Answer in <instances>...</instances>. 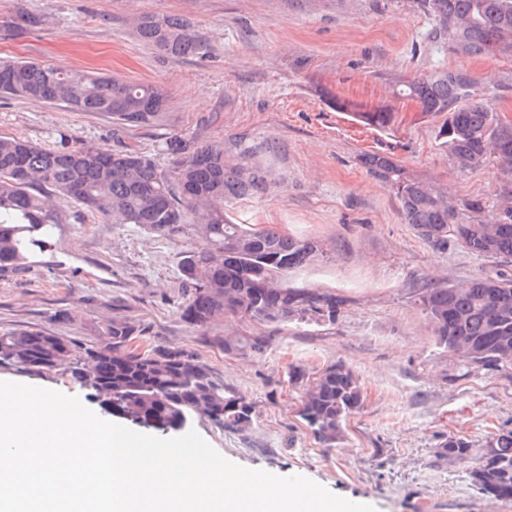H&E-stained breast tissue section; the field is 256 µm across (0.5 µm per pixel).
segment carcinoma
<instances>
[{"mask_svg":"<svg viewBox=\"0 0 512 512\" xmlns=\"http://www.w3.org/2000/svg\"><path fill=\"white\" fill-rule=\"evenodd\" d=\"M432 23L434 41L455 55H512V0H413ZM138 39L160 56L184 58L206 50L184 21L144 14L133 22ZM469 73L444 69L402 81L400 95L427 114H446L438 145L461 173L493 162L501 171L496 203L459 200L410 176L388 153L364 152L359 165L399 202V215L432 249L460 244L497 260L496 270L462 283L429 284L414 303L433 326L435 344L448 350L470 347L468 365L512 378V124L479 96ZM0 97L62 104L75 112L106 115L120 129L153 128L169 120L164 87L119 80L23 60L0 61ZM271 145L241 139L165 137L169 164L133 145L120 150L74 146L56 149L16 137H0V278L22 279L32 258L52 247L58 224H75L87 214L114 224H134L159 235L189 227L202 247L181 261L191 285L182 318L203 326L222 315L279 328L288 324L333 326L336 296L289 284L288 276L319 252L317 242L275 230L257 232L237 224L229 204L266 194L271 172L256 157ZM74 202L69 213L52 198ZM134 322L115 317L100 346L67 342L44 333L0 334V364L23 372H70L88 398L105 413L138 428L180 431L209 406L214 424L242 432L253 422V406L224 385L187 350L137 351L142 335ZM262 336L224 337V350L261 353ZM358 377L342 362L307 384L302 419L327 448L342 439L347 418L361 409ZM442 455L468 461L472 444L448 437ZM486 495L512 499V430L486 442L469 472Z\"/></svg>","mask_w":512,"mask_h":512,"instance_id":"carcinoma-1","label":"carcinoma"}]
</instances>
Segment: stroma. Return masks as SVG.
I'll use <instances>...</instances> for the list:
<instances>
[{
	"mask_svg": "<svg viewBox=\"0 0 512 512\" xmlns=\"http://www.w3.org/2000/svg\"><path fill=\"white\" fill-rule=\"evenodd\" d=\"M20 9L38 24L0 36L1 60L156 83L168 92L171 116L159 127L122 131L106 116L0 99V136L52 148L132 143L161 166L168 133L274 143L259 157L274 179L269 194L234 203L231 214L239 224L317 241L320 256L292 282L342 305L331 327L291 324L271 333L224 316L194 326L181 316L189 286L180 260L199 247L195 234L157 235L90 216L57 225L52 253L29 277L0 279V333L36 330L94 345L114 317H127L145 330L140 349L194 352L253 404L244 432L192 422L227 459L305 476L375 512H512V500L471 484L468 464L439 454L451 436L478 449L512 430V378L467 371L461 357L436 346L414 303L425 284L486 275L495 261L458 245L429 248L402 223L397 199L357 162L363 152H389L451 198H494L497 166L454 169L435 139L442 116L423 114L396 90L402 80L461 69L512 123V57L448 54L427 40L430 22L412 0H0V23ZM142 14L187 20L205 38V54L155 55L131 28ZM338 99L386 108L393 120L367 124L336 108ZM264 335V352L224 349V337ZM339 361L358 376L363 408L327 448L299 414L302 379ZM0 381L87 397L62 370L38 376L0 365Z\"/></svg>",
	"mask_w": 512,
	"mask_h": 512,
	"instance_id": "obj_1",
	"label": "stroma"
}]
</instances>
